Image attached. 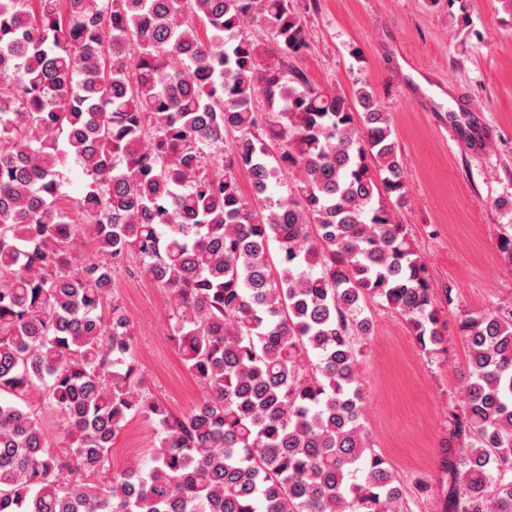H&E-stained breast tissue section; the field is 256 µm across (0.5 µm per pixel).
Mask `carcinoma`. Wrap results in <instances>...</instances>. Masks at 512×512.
<instances>
[{"label": "carcinoma", "mask_w": 512, "mask_h": 512, "mask_svg": "<svg viewBox=\"0 0 512 512\" xmlns=\"http://www.w3.org/2000/svg\"><path fill=\"white\" fill-rule=\"evenodd\" d=\"M306 46L291 0H0V512H398L365 425L366 303L429 357L446 322L395 220L390 113L364 78L348 99L288 75ZM71 159L85 184L64 203ZM285 169L299 178L274 200ZM81 237L97 259L74 255ZM132 268L170 294L206 389L186 415L145 394L112 291ZM459 328L441 512H512V308ZM33 389L66 450L20 404ZM136 417L154 426L148 463L111 471Z\"/></svg>", "instance_id": "carcinoma-1"}]
</instances>
